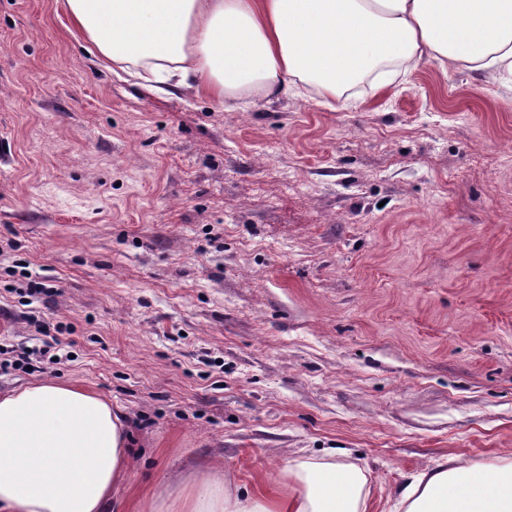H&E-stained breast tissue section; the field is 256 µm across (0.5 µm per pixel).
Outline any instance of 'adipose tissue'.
I'll return each instance as SVG.
<instances>
[{
  "instance_id": "obj_1",
  "label": "adipose tissue",
  "mask_w": 512,
  "mask_h": 512,
  "mask_svg": "<svg viewBox=\"0 0 512 512\" xmlns=\"http://www.w3.org/2000/svg\"><path fill=\"white\" fill-rule=\"evenodd\" d=\"M104 66L177 79L221 103L304 88L328 99L436 61L512 76V0H63ZM129 434L104 396L52 379L0 394V512H108L131 470ZM285 490L217 479L153 512H367L356 464L283 458ZM399 512H512V462L446 458L402 489Z\"/></svg>"
}]
</instances>
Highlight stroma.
Returning a JSON list of instances; mask_svg holds the SVG:
<instances>
[{
    "label": "stroma",
    "instance_id": "1",
    "mask_svg": "<svg viewBox=\"0 0 512 512\" xmlns=\"http://www.w3.org/2000/svg\"><path fill=\"white\" fill-rule=\"evenodd\" d=\"M126 416L113 512L204 476L277 496L341 450L389 512L512 460V85L432 61L231 108L105 69L61 0H0V349ZM51 348L56 349L51 343L44 342L42 347L36 348V347H20L18 350H12L10 352L6 351L4 353L0 354H7L15 352L17 358L13 361L9 359H4L3 361H0V369L1 370H8L9 368L14 369H26L28 370V367H31V370L29 371H37L36 369H40V367L37 365V363H41L40 359L41 357H45L47 354L51 352Z\"/></svg>",
    "mask_w": 512,
    "mask_h": 512
}]
</instances>
